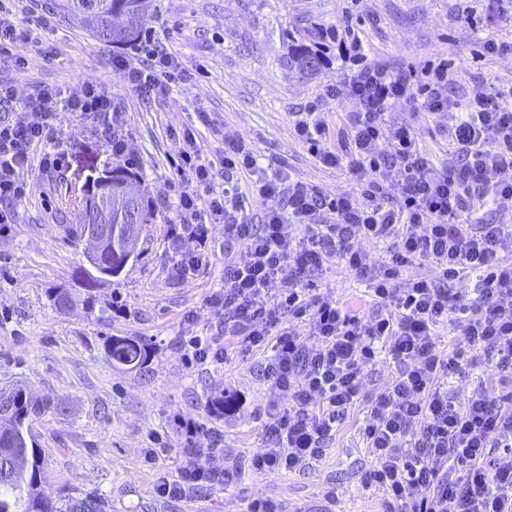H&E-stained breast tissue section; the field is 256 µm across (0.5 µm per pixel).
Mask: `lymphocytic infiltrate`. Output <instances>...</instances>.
<instances>
[{
  "label": "lymphocytic infiltrate",
  "instance_id": "f902f5d3",
  "mask_svg": "<svg viewBox=\"0 0 512 512\" xmlns=\"http://www.w3.org/2000/svg\"><path fill=\"white\" fill-rule=\"evenodd\" d=\"M43 17L20 19L0 4V59L24 67L13 47L30 43ZM343 33L358 55L354 68L328 85L325 97L346 91L353 104L335 144L325 113H302L294 132L324 167L358 175L356 193L333 198L294 179L288 167L261 168L244 143L224 142L222 154L203 160L192 130L179 141L177 173L193 183L177 202L170 236L179 244L178 267L187 271L209 258V227H224V284L206 298L216 335L193 336L188 366L224 361L226 349L247 356L267 350L261 365L267 409L264 448L250 469L296 472L319 461L360 397L365 372L380 353L391 360L392 383L371 401L360 429L376 464L364 484L382 492L385 512H512V467L496 463L512 453V217L472 224L464 199L483 206L512 198V85L489 86L470 96L449 135L459 163L434 165L412 125L392 123L399 102L414 111H447L448 61H429L427 82L414 85L369 62L351 26ZM140 66L117 57L112 65L135 93L163 92L189 78L179 58L146 36ZM14 104L0 122V232L14 221L11 203L26 197L22 174L38 165L47 175L68 170L70 153L57 149L32 161L33 147L51 141L63 113L95 123L113 156L126 144L114 120L119 107L105 88L90 83L72 92L61 86L18 99L0 83V104ZM247 171L252 196L233 177ZM403 195L385 203L389 186ZM262 209L252 223L248 200ZM384 246L372 265L366 245ZM349 271L374 269L366 312L320 291L333 260ZM429 271L401 284L414 262ZM454 321V353L442 355L436 331ZM490 365L498 386L461 403L448 393L449 378L477 362ZM240 466L205 468L187 463L175 478H160L159 497L189 500L202 489L237 482Z\"/></svg>",
  "mask_w": 512,
  "mask_h": 512
}]
</instances>
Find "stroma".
<instances>
[{"mask_svg":"<svg viewBox=\"0 0 512 512\" xmlns=\"http://www.w3.org/2000/svg\"><path fill=\"white\" fill-rule=\"evenodd\" d=\"M149 23L155 39L176 54L193 78L166 94L129 91L112 68L114 55L130 65L136 48L114 52L70 13L69 0H11L17 17L41 15L49 25L35 40L17 47L24 68L0 62V81L18 97L65 85L71 91L96 83L122 106L120 121L126 156L158 211L144 233L140 255L114 281L102 284L90 306L56 310L50 294L65 288L83 296L88 263L79 222L77 190L89 166L112 161L111 151L90 120L64 114L54 146L71 149L66 173L47 176L30 169L29 191L13 204L15 222L0 237V388L19 386L43 401L30 418L42 448V492L51 500L100 496L105 512H245L262 496L279 501L285 512H383V494L364 488L375 464L358 428L369 404L385 390L391 372L385 361L368 369L362 395L326 454L303 471L267 474L248 469L263 448L265 421L261 353L229 352L218 366L187 367L183 344L192 336H212L215 321L205 300L224 283V227H210L211 251L202 265L177 267L169 229L178 220L176 202L191 185L169 159L184 129L196 135L203 158L215 159L225 137L244 140L267 172L286 161L299 179L325 195L355 192L346 172L321 167L293 131L298 113L318 106L339 122L351 104L325 100L323 86L336 81L343 66L336 42H327L326 63L311 79L288 66L283 31L292 24L339 29L345 16L358 18L355 31L369 60L401 72L435 57L448 60V97L462 103L490 85L512 83V57H476L482 39L512 41V0H156ZM52 51L45 60L44 51ZM207 112L203 125L198 112ZM397 122L416 128L421 147L436 166L455 163L448 149L447 115L418 116L409 106L392 108ZM370 278L336 265L322 279L337 298L371 310ZM115 336H134L152 350L145 370L113 366L105 346ZM237 398L236 412L215 416V398ZM195 421L223 432L224 452L209 453L199 440L194 456L204 466L242 465L241 478L228 488L204 489L194 500L163 499L155 488L161 475L176 476L186 460L176 420ZM162 439L168 449L156 464L145 453Z\"/></svg>","mask_w":512,"mask_h":512,"instance_id":"obj_1","label":"stroma"}]
</instances>
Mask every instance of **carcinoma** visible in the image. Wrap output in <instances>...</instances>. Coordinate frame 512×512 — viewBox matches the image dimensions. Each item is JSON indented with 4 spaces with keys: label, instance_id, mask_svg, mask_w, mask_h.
I'll use <instances>...</instances> for the list:
<instances>
[{
    "label": "carcinoma",
    "instance_id": "carcinoma-1",
    "mask_svg": "<svg viewBox=\"0 0 512 512\" xmlns=\"http://www.w3.org/2000/svg\"><path fill=\"white\" fill-rule=\"evenodd\" d=\"M71 4L86 15L87 29L114 47L136 44L155 10L154 0H71ZM318 37L317 32L298 26L286 31L288 66L306 79L323 65L321 55L313 49ZM155 220L144 190L139 221L147 228ZM107 353L112 364L125 370H141L151 359L148 345L129 336L112 337ZM40 412L41 407L25 389H0V469L8 474V481H0V512H99L100 503L94 498L54 502L41 494V450L29 429V419Z\"/></svg>",
    "mask_w": 512,
    "mask_h": 512
}]
</instances>
